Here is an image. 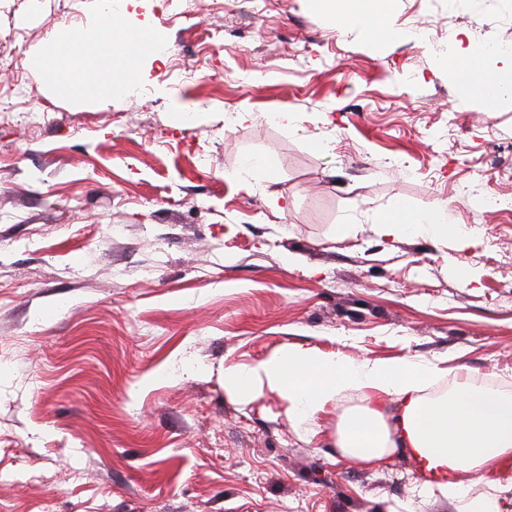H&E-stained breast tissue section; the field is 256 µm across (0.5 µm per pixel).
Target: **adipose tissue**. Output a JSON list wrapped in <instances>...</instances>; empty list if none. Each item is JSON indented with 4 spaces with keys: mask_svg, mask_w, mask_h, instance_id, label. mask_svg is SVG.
<instances>
[{
    "mask_svg": "<svg viewBox=\"0 0 512 512\" xmlns=\"http://www.w3.org/2000/svg\"><path fill=\"white\" fill-rule=\"evenodd\" d=\"M313 5L334 17L342 28L363 30L371 39L392 41L399 34L389 15L371 11L366 0H313ZM133 36V30L114 18L107 26L85 32L67 49L46 54L41 65L54 78L92 92L100 61L119 52L120 42ZM489 53L487 46L478 43L463 50L459 97L481 95L487 85L500 97L512 92V84L499 71L484 66ZM375 231L387 239L420 233L435 238L451 236L463 249L481 243L474 231L452 225L443 207L424 211L400 208L384 215ZM429 374V369L409 357L344 360L314 349L289 348L254 368L227 369L225 380L246 392L263 384L279 391L288 401L293 420L299 422L325 412L342 391H362L369 405L345 422L338 447L364 466L380 461L387 449H409L418 469L436 475V489L456 499L463 497L464 491L455 472H489L512 456V394L462 382L448 395L429 400L421 394ZM391 397L399 401L400 415L389 423L384 405Z\"/></svg>",
    "mask_w": 512,
    "mask_h": 512,
    "instance_id": "adipose-tissue-1",
    "label": "adipose tissue"
}]
</instances>
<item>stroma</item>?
I'll return each mask as SVG.
<instances>
[{"mask_svg":"<svg viewBox=\"0 0 512 512\" xmlns=\"http://www.w3.org/2000/svg\"><path fill=\"white\" fill-rule=\"evenodd\" d=\"M371 8L400 40L309 0H198L189 31L114 0L161 45L140 93L91 96L37 61L99 0H0V512H463L408 449L337 447L362 392L299 424L224 385L292 346L512 390V215L481 202L512 197V95L459 99L448 64L512 45V0ZM436 204L481 245L374 230ZM456 479L512 512V466Z\"/></svg>","mask_w":512,"mask_h":512,"instance_id":"1","label":"stroma"}]
</instances>
